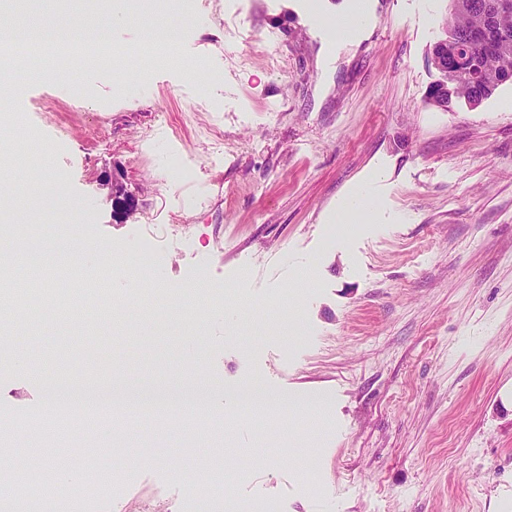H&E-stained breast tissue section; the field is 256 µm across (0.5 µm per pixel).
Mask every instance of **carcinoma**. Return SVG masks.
<instances>
[{"label":"carcinoma","instance_id":"obj_1","mask_svg":"<svg viewBox=\"0 0 512 512\" xmlns=\"http://www.w3.org/2000/svg\"><path fill=\"white\" fill-rule=\"evenodd\" d=\"M448 70L428 102L446 110L463 99L478 105L512 80V4L501 0H451Z\"/></svg>","mask_w":512,"mask_h":512}]
</instances>
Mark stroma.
Masks as SVG:
<instances>
[{
    "mask_svg": "<svg viewBox=\"0 0 512 512\" xmlns=\"http://www.w3.org/2000/svg\"><path fill=\"white\" fill-rule=\"evenodd\" d=\"M307 0H130L124 53L19 69L0 52V204L34 236L159 252L100 317L0 296V414L44 415L34 373L283 408L220 434L133 418L69 438L45 423L7 464L48 477L112 457L103 512H171L214 461L233 495L282 512H512V81L477 106L428 105L450 0H365L353 40ZM179 29L148 52L145 10ZM195 171L181 180L166 165ZM137 206L123 213L104 174ZM75 209L39 210L32 174ZM368 191L369 224L340 220ZM223 295L234 308H212Z\"/></svg>",
    "mask_w": 512,
    "mask_h": 512,
    "instance_id": "stroma-1",
    "label": "stroma"
}]
</instances>
